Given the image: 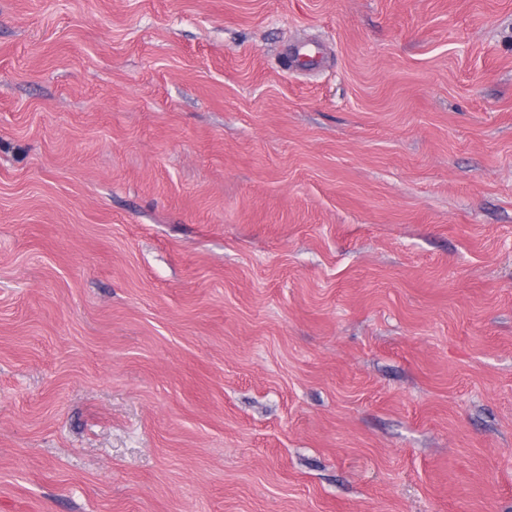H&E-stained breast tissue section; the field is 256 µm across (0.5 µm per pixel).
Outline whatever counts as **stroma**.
<instances>
[{
    "label": "stroma",
    "mask_w": 512,
    "mask_h": 512,
    "mask_svg": "<svg viewBox=\"0 0 512 512\" xmlns=\"http://www.w3.org/2000/svg\"><path fill=\"white\" fill-rule=\"evenodd\" d=\"M0 512H512V0H0Z\"/></svg>",
    "instance_id": "35a3bbf8"
}]
</instances>
